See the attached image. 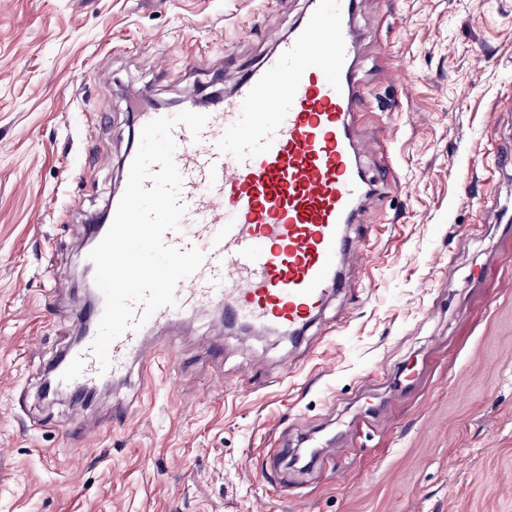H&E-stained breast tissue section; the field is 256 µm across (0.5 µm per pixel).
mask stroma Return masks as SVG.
Here are the masks:
<instances>
[{
	"mask_svg": "<svg viewBox=\"0 0 512 512\" xmlns=\"http://www.w3.org/2000/svg\"><path fill=\"white\" fill-rule=\"evenodd\" d=\"M306 7L0 0V512H512V0H358L353 135L407 190L363 202L371 257L301 340L208 308L149 338L160 378L41 395L83 305L49 290L138 145L127 89L224 98Z\"/></svg>",
	"mask_w": 512,
	"mask_h": 512,
	"instance_id": "obj_1",
	"label": "stroma"
}]
</instances>
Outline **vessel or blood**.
Wrapping results in <instances>:
<instances>
[{
  "mask_svg": "<svg viewBox=\"0 0 512 512\" xmlns=\"http://www.w3.org/2000/svg\"><path fill=\"white\" fill-rule=\"evenodd\" d=\"M356 0H309L302 21L208 109L200 139L173 130L186 206L168 245L202 252L203 262L136 332L115 340L101 370L91 346L105 308L96 294L92 323L47 369L79 404L125 375L151 370L150 333L202 307L257 332L300 334L344 288L341 266L361 247L347 227L370 191L351 117L365 92L358 79Z\"/></svg>",
  "mask_w": 512,
  "mask_h": 512,
  "instance_id": "1",
  "label": "vessel or blood"
}]
</instances>
